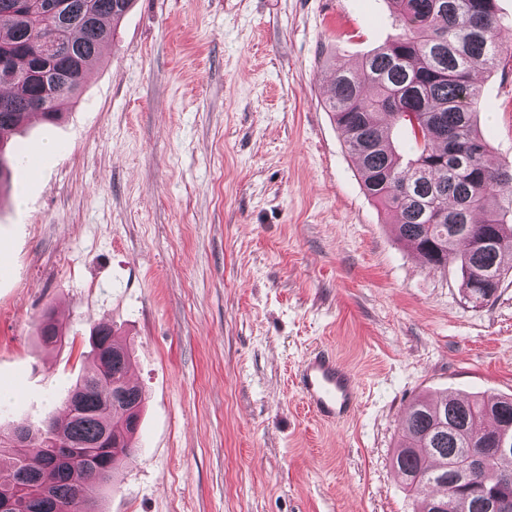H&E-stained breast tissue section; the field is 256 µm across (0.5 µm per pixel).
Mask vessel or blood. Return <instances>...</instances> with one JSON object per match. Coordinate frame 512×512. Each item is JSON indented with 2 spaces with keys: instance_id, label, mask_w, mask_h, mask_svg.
Returning <instances> with one entry per match:
<instances>
[{
  "instance_id": "obj_1",
  "label": "vessel or blood",
  "mask_w": 512,
  "mask_h": 512,
  "mask_svg": "<svg viewBox=\"0 0 512 512\" xmlns=\"http://www.w3.org/2000/svg\"><path fill=\"white\" fill-rule=\"evenodd\" d=\"M296 380L302 400L322 422L346 421L359 406L360 389L355 375L332 353H310L298 366Z\"/></svg>"
}]
</instances>
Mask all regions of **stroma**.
<instances>
[{"label": "stroma", "mask_w": 512, "mask_h": 512, "mask_svg": "<svg viewBox=\"0 0 512 512\" xmlns=\"http://www.w3.org/2000/svg\"><path fill=\"white\" fill-rule=\"evenodd\" d=\"M478 73L490 163L512 162V0ZM394 32L386 0H135L76 103L0 187V425L62 414L88 337L130 342L145 408L103 512H413L392 467L425 394L512 395V276L490 301L424 265L324 107L332 70ZM59 319L61 343L36 325ZM359 381L319 422L294 373ZM295 376L301 399L322 422H344L359 406L360 389L355 375L332 353H310L301 361Z\"/></svg>", "instance_id": "obj_1"}]
</instances>
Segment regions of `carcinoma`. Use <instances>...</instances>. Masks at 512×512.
Masks as SVG:
<instances>
[{"instance_id": "obj_1", "label": "carcinoma", "mask_w": 512, "mask_h": 512, "mask_svg": "<svg viewBox=\"0 0 512 512\" xmlns=\"http://www.w3.org/2000/svg\"><path fill=\"white\" fill-rule=\"evenodd\" d=\"M134 0H70L72 17L64 37L71 53L39 62V12H26L27 0H0V55L15 58L25 72L44 69L46 82L72 75L55 104L38 109L45 86L24 76L2 82L0 93V185L23 157L12 137L32 113L54 123L62 107L78 98L84 74L97 60L119 20ZM399 32L367 54L354 69H334L325 108L355 159L367 195L395 217L397 238L431 267H440L458 245L462 287L474 302L491 298L508 274L512 257V165L493 167L476 123L480 89L472 74L490 70L503 51V20L497 0H387ZM483 277L487 287H475ZM62 326L46 314L38 337L50 346ZM93 367L70 389L64 414L52 416L44 431L64 445L61 458L48 462L38 446L40 430L29 425L0 427V497L28 486L23 512H100V499L114 471L130 457L144 397L130 384L132 364L125 340L110 326L93 330ZM22 431L30 448L5 446ZM512 439V398L446 396L433 403L416 398L409 406L393 457L395 470L415 497V512H483V502L512 501V483L459 484L452 465L470 448H493L497 436ZM96 447L95 465L73 455V447Z\"/></svg>"}]
</instances>
